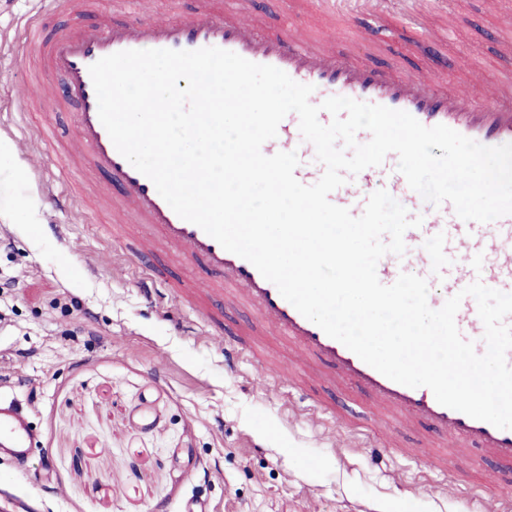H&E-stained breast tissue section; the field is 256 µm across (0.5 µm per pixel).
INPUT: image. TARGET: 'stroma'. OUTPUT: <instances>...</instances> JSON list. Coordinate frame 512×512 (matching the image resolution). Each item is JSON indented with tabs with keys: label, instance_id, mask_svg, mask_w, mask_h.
<instances>
[{
	"label": "stroma",
	"instance_id": "35a3bbf8",
	"mask_svg": "<svg viewBox=\"0 0 512 512\" xmlns=\"http://www.w3.org/2000/svg\"><path fill=\"white\" fill-rule=\"evenodd\" d=\"M512 0H417L416 23L447 31L422 51L383 48L360 59L426 74L463 93L494 96L501 19ZM129 16L124 0H97L94 12L45 13L39 0H0V140L23 177L0 182V377L9 379L39 430L24 465L0 459L7 512H507L512 486L448 484L437 468L386 443L362 397L320 390L302 402L257 375L253 353L228 366L224 346L244 313L204 326L167 289L144 290V272L91 204L108 177L60 178L76 141L71 108L57 114V153L36 138L40 112L66 92L43 74L36 95L28 69L34 48L75 23ZM245 21L262 32L286 22L322 35L339 51L349 34L402 25L384 0H367L328 29L304 0H252ZM37 201L32 223L13 207ZM41 474L33 483V474Z\"/></svg>",
	"mask_w": 512,
	"mask_h": 512
}]
</instances>
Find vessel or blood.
I'll list each match as a JSON object with an SVG mask.
<instances>
[{"label":"vessel or blood","instance_id":"1","mask_svg":"<svg viewBox=\"0 0 512 512\" xmlns=\"http://www.w3.org/2000/svg\"><path fill=\"white\" fill-rule=\"evenodd\" d=\"M196 3L192 15L165 23L134 18L123 23L105 20L91 28L77 24L50 40L42 38L37 26L27 29L25 40L37 46L42 67L64 76L68 100L77 107L78 147L72 164L104 173L118 186V194L105 191L101 198L133 255L143 259L166 254L204 268V276L175 284L174 290L207 324L220 325L227 307L251 310L253 323L238 332L234 346L225 347V359H232L235 345L255 350L267 337H279L299 357L300 367L273 364L261 356L255 368L260 373L273 371L300 399H313L321 388L348 387L364 396L374 411L375 425L387 431L391 447L400 454L428 460L454 484L471 474L479 475L488 487L512 481V429L442 406L429 388H411L385 377L303 317L250 262L176 215L154 184L116 150L99 119L89 73L90 65L119 51L218 47L251 62L275 66L296 82L313 86V104L332 96L349 97L408 112L427 127L446 125L485 146H500L512 143V40L501 46L505 78L498 95L481 101L425 75L404 76L389 67L358 61L293 25L264 33L252 23L215 12L211 0ZM298 128V115L288 114L262 152L268 156L296 152L295 176L300 183L312 185L324 167L315 162V148L300 138ZM378 184L406 208L409 217L422 220L420 227L405 232L403 256L388 254L378 262L376 272L382 284H393L404 272L420 276L428 282V303L434 309L476 281L512 293V215L479 223L460 219L451 203L431 205L409 187L394 153L387 154L380 166L348 177L329 200L357 217ZM456 324L476 352L485 353L484 326L473 298L463 299ZM423 426L433 434L418 447L400 441V431L415 432ZM36 444L29 413L1 380L0 457L24 461Z\"/></svg>","mask_w":512,"mask_h":512}]
</instances>
